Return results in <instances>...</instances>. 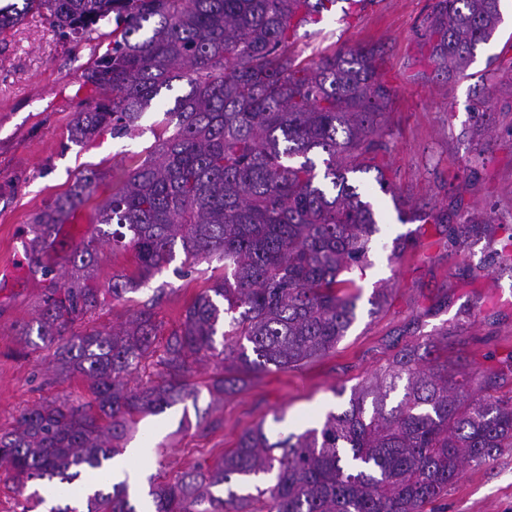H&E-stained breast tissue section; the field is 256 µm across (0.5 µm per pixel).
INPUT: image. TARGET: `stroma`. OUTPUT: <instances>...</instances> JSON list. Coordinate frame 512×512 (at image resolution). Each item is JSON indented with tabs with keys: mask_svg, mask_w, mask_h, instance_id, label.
Listing matches in <instances>:
<instances>
[{
	"mask_svg": "<svg viewBox=\"0 0 512 512\" xmlns=\"http://www.w3.org/2000/svg\"><path fill=\"white\" fill-rule=\"evenodd\" d=\"M435 0H368L353 13L337 0L319 19L299 28L291 51L309 59L328 45L373 44L384 56V78L396 96L389 116L391 151L385 158L390 192L374 173L359 175L362 198L377 220L365 271H353L360 296L356 319L335 350L299 369L268 367L250 373L243 388L213 396L207 387L212 362L194 367L189 379L195 399L159 415L139 419L121 455L139 488L151 481L172 482L195 463L214 460L236 447L240 436L264 425L270 439L322 424L326 414L348 406V392L370 382L407 342L444 339L448 359L473 379L506 373L512 355V270L495 261L485 239L469 236L463 247L448 235L468 219L488 224L493 238L512 227V15H505L492 41L479 47L468 78H446L422 62L424 20ZM107 38L74 45L38 14H28L0 33V433L11 431L19 413L86 387L82 376L63 377L53 350L17 341L23 326L38 316L45 283L18 265L28 257V226L47 203L64 194L81 173L97 170L102 180L77 218L58 235L67 246L89 237L96 209L112 192V181L141 162L174 98L187 90L174 82L143 114L131 135L116 138L103 130L77 144L69 138L75 113L88 108L96 92L83 74L108 48ZM484 85L492 120L482 135L462 131L471 123L476 85ZM470 166L466 181L448 173ZM431 213L430 221L419 212ZM418 233L412 253L392 254V242ZM183 251H175L138 290L115 298L113 274H132L134 251L98 246L94 285L103 300L93 316L97 326L125 323L142 303L159 296L156 319L163 332L180 326L184 311L207 283L197 272L182 275ZM389 291L382 309L370 302L374 289ZM285 419L274 423L275 410ZM217 420L213 430L197 426V416ZM435 512H512V452L462 471Z\"/></svg>",
	"mask_w": 512,
	"mask_h": 512,
	"instance_id": "stroma-1",
	"label": "stroma"
}]
</instances>
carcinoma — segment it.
<instances>
[{
	"label": "carcinoma",
	"mask_w": 512,
	"mask_h": 512,
	"mask_svg": "<svg viewBox=\"0 0 512 512\" xmlns=\"http://www.w3.org/2000/svg\"><path fill=\"white\" fill-rule=\"evenodd\" d=\"M334 2L24 0L21 10H0L1 30L34 12L77 44L112 38L83 74L99 97L71 123L77 143L105 129L125 136L162 90L176 80L189 87L159 121L176 132L158 139L99 208V223L118 226L112 248L129 246L138 260L137 275L112 276V296L152 277L178 244L191 268L224 263L222 275L202 270L211 285L159 353L151 303L118 331L86 325L100 306L87 284L95 253L87 245L72 254L70 277L60 288L50 282L36 328L19 341L35 332L55 346L61 369L81 375L91 398L26 409L0 434V466L18 489L101 471L138 417L195 396L188 376L197 360H216L208 389L222 395L252 371L320 359L346 335L359 287L341 274L364 268L376 232L348 175L374 170L381 190L391 189L381 160L394 89L369 45L328 48L308 62L288 54L297 28ZM501 2L437 0L423 42L435 72L464 74L502 23ZM315 153L327 155L321 177ZM98 179L94 171L77 178L31 224L29 261L43 275L52 272L45 257L58 226L88 203ZM435 351L431 340L405 344L320 428L273 442L261 424L244 432L218 460L158 484L155 512H425L464 467L512 450V397L490 394L492 377L474 393L448 361H428ZM153 356L158 380L130 385ZM224 485L225 498L215 493ZM87 512L137 510L123 481L94 491Z\"/></svg>",
	"instance_id": "1"
}]
</instances>
